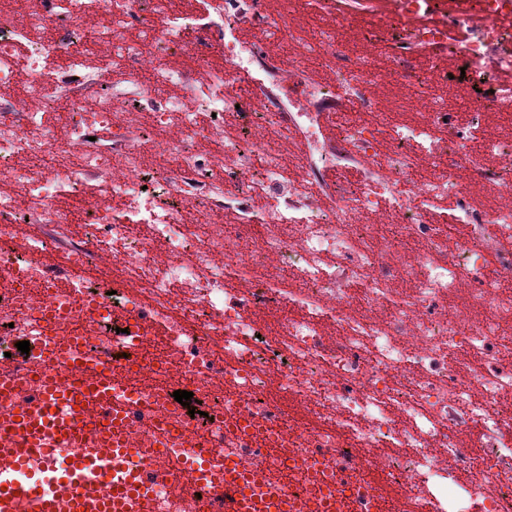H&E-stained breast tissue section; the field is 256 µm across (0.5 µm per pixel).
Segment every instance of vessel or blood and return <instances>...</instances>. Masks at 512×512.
<instances>
[{
    "instance_id": "vessel-or-blood-1",
    "label": "vessel or blood",
    "mask_w": 512,
    "mask_h": 512,
    "mask_svg": "<svg viewBox=\"0 0 512 512\" xmlns=\"http://www.w3.org/2000/svg\"><path fill=\"white\" fill-rule=\"evenodd\" d=\"M57 358V350L43 347L36 400L17 413L0 414V456L13 460L11 467L0 468V512H20L28 501L36 512H155L152 481L127 464L140 449L124 413L112 406L111 364L64 386L54 376ZM82 422L97 424L103 437L94 449L56 464L58 444L80 443ZM186 449L184 479L223 485L224 512H280V503L257 496L266 481L262 470L229 453L218 469L211 452ZM33 458L44 462L40 472L29 471Z\"/></svg>"
}]
</instances>
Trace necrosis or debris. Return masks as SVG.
<instances>
[{
	"instance_id": "1",
	"label": "necrosis or debris",
	"mask_w": 512,
	"mask_h": 512,
	"mask_svg": "<svg viewBox=\"0 0 512 512\" xmlns=\"http://www.w3.org/2000/svg\"><path fill=\"white\" fill-rule=\"evenodd\" d=\"M239 2L0 0V90L25 86L0 101V373L25 380L0 409L31 401L43 338L72 339L87 366L111 360L113 403L165 449L153 468L181 471L159 425L174 419L216 463L232 451L308 507L340 479L343 512H395L356 454L385 448L381 471L416 512H512V151L447 104L469 82V109L512 127V0H393L389 58L409 84L400 109L424 116L413 125L360 96L380 75L334 33L295 35V17L341 23L353 0H290L276 18ZM96 14L106 25L88 28ZM247 22L272 54L240 38ZM419 54L464 79L426 73ZM312 60L339 82L309 83ZM123 86L153 113L149 133L132 128ZM203 138L223 152L188 151ZM280 139L302 148L283 157ZM342 159L366 178L324 182ZM21 338L31 351L17 359ZM243 414L249 438L229 428ZM155 499L156 512H224L218 492L179 478Z\"/></svg>"
}]
</instances>
